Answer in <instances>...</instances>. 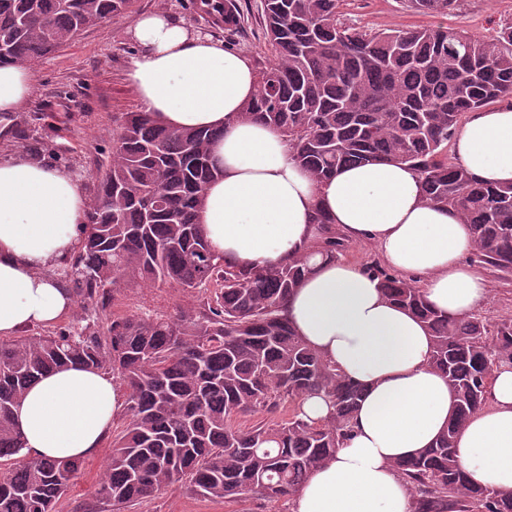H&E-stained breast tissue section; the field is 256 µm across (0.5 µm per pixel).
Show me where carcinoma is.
<instances>
[{"mask_svg": "<svg viewBox=\"0 0 512 512\" xmlns=\"http://www.w3.org/2000/svg\"><path fill=\"white\" fill-rule=\"evenodd\" d=\"M132 0H0V66L25 65L81 31L124 13ZM343 0H261L273 61L261 67L243 115L279 129L317 179L343 166L400 161L423 180L424 201L470 227L474 262L512 277V185H488L448 160L464 114L512 99V26L480 41L434 28L374 31L347 22ZM446 17L458 0H406ZM205 12L238 29L235 0ZM220 133L177 130L148 112H124L112 160L98 174L80 251L53 275L79 310L52 331L0 340V512H57L81 460L27 456L13 411L39 376L68 363L112 376L126 395L112 452L99 475L96 512H121L176 483L213 501L287 499L342 447L363 395L295 334L281 310L310 257L335 259L348 239L319 213L309 253L244 269L214 254L198 222L219 172L209 152ZM386 297L415 314L448 378L455 405L435 443L395 463L411 512H512V496L471 485L457 436L487 401L492 371L512 362V315L451 318L419 287L378 265ZM131 284L198 291L169 317L116 313ZM324 394L333 413L308 422L297 400Z\"/></svg>", "mask_w": 512, "mask_h": 512, "instance_id": "1", "label": "carcinoma"}]
</instances>
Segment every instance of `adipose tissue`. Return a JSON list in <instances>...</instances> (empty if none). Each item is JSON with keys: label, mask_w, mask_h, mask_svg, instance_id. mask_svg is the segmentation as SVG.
Instances as JSON below:
<instances>
[{"label": "adipose tissue", "mask_w": 512, "mask_h": 512, "mask_svg": "<svg viewBox=\"0 0 512 512\" xmlns=\"http://www.w3.org/2000/svg\"><path fill=\"white\" fill-rule=\"evenodd\" d=\"M129 36L137 51L128 78L145 111L175 129L221 133L211 152L222 174L205 188L199 221L226 263L273 267L308 253L320 211L349 240L373 243L394 272L421 277L437 310L464 317L485 305L486 282L464 261L467 224L424 202L418 172L370 162L314 179L276 128L241 119L257 91L242 53L162 13L142 16ZM34 82L29 67H0V117L26 105ZM453 152L483 182L512 183V106L470 113ZM86 213L84 182L72 171L24 155L0 158L1 339L51 326L71 310L52 271L80 250ZM283 315L364 390L343 447L295 494L292 512H410L394 465L429 447L454 405L447 379L429 365L426 327L363 267L318 255ZM125 400L108 374L69 364L39 377L14 419L31 457L83 460L98 452ZM457 448L473 484L512 493V363L495 368L488 403L471 415Z\"/></svg>", "instance_id": "obj_1"}]
</instances>
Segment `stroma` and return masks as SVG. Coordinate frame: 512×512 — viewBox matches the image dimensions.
<instances>
[{
  "label": "stroma",
  "mask_w": 512,
  "mask_h": 512,
  "mask_svg": "<svg viewBox=\"0 0 512 512\" xmlns=\"http://www.w3.org/2000/svg\"><path fill=\"white\" fill-rule=\"evenodd\" d=\"M193 3L194 0H135L125 13L80 32L69 44L34 62L33 93L15 121L40 147L41 162L81 171L86 191H93L96 176L112 156L116 117L142 109L128 80V62L136 47L126 32L144 14L165 13L190 28L208 32L222 40L225 48L243 53L253 69H260L271 60L260 0H236L245 22L231 38L222 26L197 13ZM341 11L357 25L376 30L442 24L478 39L489 38L502 26L512 24V0H460L458 9L445 18L413 13L402 0H344ZM190 301V296L175 288L136 286L120 298L118 307L124 312L170 313L176 303ZM109 454V448L104 446L95 457L85 460L83 474L59 501L57 512H86ZM138 512H289V508L284 500L214 502L188 493L177 483L139 505Z\"/></svg>",
  "instance_id": "1"
}]
</instances>
